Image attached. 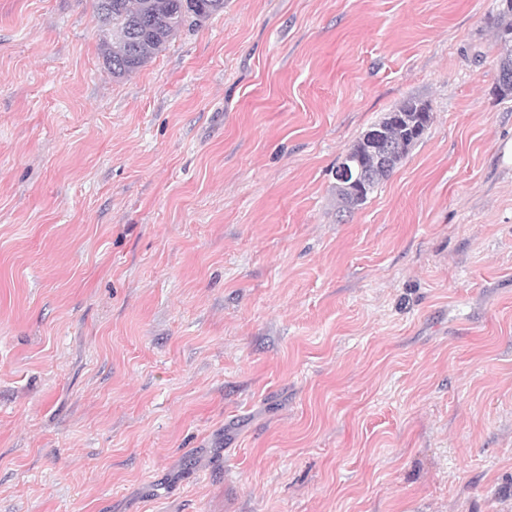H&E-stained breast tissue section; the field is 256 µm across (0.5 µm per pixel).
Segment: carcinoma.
<instances>
[{"instance_id":"obj_1","label":"carcinoma","mask_w":512,"mask_h":512,"mask_svg":"<svg viewBox=\"0 0 512 512\" xmlns=\"http://www.w3.org/2000/svg\"><path fill=\"white\" fill-rule=\"evenodd\" d=\"M96 13L103 38L101 55L105 68L115 79H121L140 69L151 56L161 50L178 27L174 18L206 19L224 11V0H108ZM496 41L505 52L498 60V72H512V3L496 0L495 14L488 17ZM433 120L431 107L420 101L405 100L372 129H383L402 146L401 154L386 168L375 171L370 188L388 178L421 139ZM338 195L344 205L354 209L365 203L367 195L359 194L338 182Z\"/></svg>"}]
</instances>
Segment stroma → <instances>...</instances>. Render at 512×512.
<instances>
[{
  "label": "stroma",
  "instance_id": "1",
  "mask_svg": "<svg viewBox=\"0 0 512 512\" xmlns=\"http://www.w3.org/2000/svg\"><path fill=\"white\" fill-rule=\"evenodd\" d=\"M494 6L224 0L117 80L95 0H0V512H512ZM432 120L433 113L428 104L409 99L403 101L394 110L386 113L382 120L371 127L369 131L376 129L385 130L392 140L402 146V151L390 166L375 171L370 190L366 194H358L347 186V182H341L336 177L338 195L348 209H355L365 203L368 194L381 181L388 178L407 157L412 147L421 139ZM369 131L348 149L346 155L356 156L361 152L364 153V138ZM341 172L343 173V181L349 180L350 186H355L359 190L364 191L368 182L360 156L349 158L348 163H345L341 168Z\"/></svg>",
  "mask_w": 512,
  "mask_h": 512
}]
</instances>
